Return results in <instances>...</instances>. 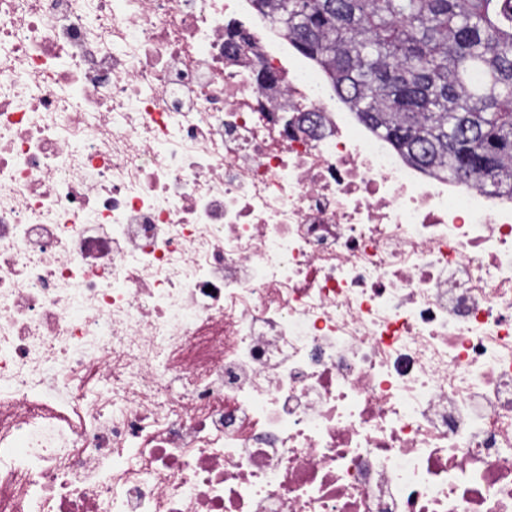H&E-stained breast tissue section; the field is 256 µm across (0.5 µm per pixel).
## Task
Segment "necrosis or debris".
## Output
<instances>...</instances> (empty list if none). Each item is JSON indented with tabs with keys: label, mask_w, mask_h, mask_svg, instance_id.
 Instances as JSON below:
<instances>
[{
	"label": "necrosis or debris",
	"mask_w": 512,
	"mask_h": 512,
	"mask_svg": "<svg viewBox=\"0 0 512 512\" xmlns=\"http://www.w3.org/2000/svg\"><path fill=\"white\" fill-rule=\"evenodd\" d=\"M0 512H512V199L252 0H0Z\"/></svg>",
	"instance_id": "necrosis-or-debris-1"
}]
</instances>
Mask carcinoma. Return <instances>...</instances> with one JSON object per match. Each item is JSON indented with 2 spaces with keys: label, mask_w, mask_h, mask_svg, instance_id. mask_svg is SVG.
<instances>
[{
  "label": "carcinoma",
  "mask_w": 512,
  "mask_h": 512,
  "mask_svg": "<svg viewBox=\"0 0 512 512\" xmlns=\"http://www.w3.org/2000/svg\"><path fill=\"white\" fill-rule=\"evenodd\" d=\"M402 154L512 197V0H255Z\"/></svg>",
  "instance_id": "1"
}]
</instances>
